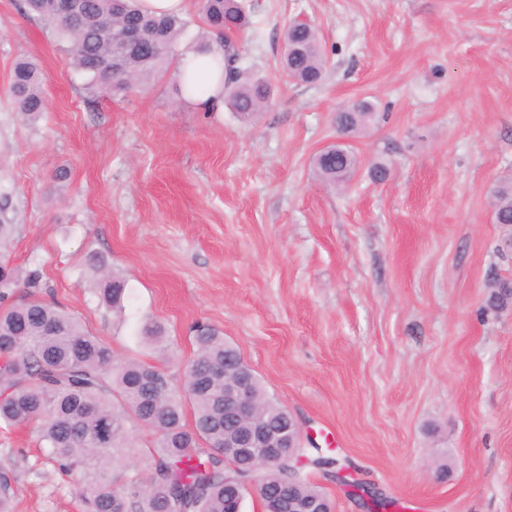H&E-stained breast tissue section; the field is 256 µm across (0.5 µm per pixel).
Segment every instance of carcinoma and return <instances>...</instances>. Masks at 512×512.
Masks as SVG:
<instances>
[{
  "mask_svg": "<svg viewBox=\"0 0 512 512\" xmlns=\"http://www.w3.org/2000/svg\"><path fill=\"white\" fill-rule=\"evenodd\" d=\"M30 13L50 27L65 44L74 69L93 93H126L178 61L177 47L189 22L178 15L142 12L136 0H74L84 16L75 30L62 17L56 0H25ZM201 13L212 32L223 36L241 32L248 15L241 0H201ZM143 33L130 45L119 37L126 28ZM282 70L298 83L316 84L327 60L317 29L288 24L283 33ZM224 104L243 122H250L268 104L266 79L245 71L235 47L224 50ZM11 94L18 115L35 122L46 110V93L39 65L32 59L16 63ZM376 117L375 105L352 101L334 116L336 132L356 134ZM358 164L348 147L334 145L316 157V175L343 188ZM496 223L512 225V183H502L490 194ZM16 227L0 224V300L16 288L40 287L36 269L20 279L6 251ZM126 279L114 272L102 275L100 302L119 309L127 297ZM512 308V281L488 283L484 309ZM146 344L162 355L171 341L158 322L139 329ZM195 351L176 384L169 370L155 364L120 360L100 337L89 332L59 306L27 298L0 307V425L37 423L59 471L70 477L83 512H242L248 495L234 493L225 479H244L258 471V485L268 487L259 497L263 512H279L280 504L308 503L312 512H334L332 500L303 476L288 478V461L258 467L259 458L240 456L224 447L236 428L224 425V387L237 367L245 364L239 349L223 333L205 322L193 326ZM259 418L272 428L288 426L290 414L273 398L260 379H254ZM193 408L187 425L183 400ZM154 435L148 463L120 483L114 476L126 466L121 449L132 445L128 423ZM0 512H13L8 479L0 478Z\"/></svg>",
  "mask_w": 512,
  "mask_h": 512,
  "instance_id": "obj_1",
  "label": "carcinoma"
}]
</instances>
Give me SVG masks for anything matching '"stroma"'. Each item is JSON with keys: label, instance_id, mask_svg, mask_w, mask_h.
Returning <instances> with one entry per match:
<instances>
[{"label": "stroma", "instance_id": "obj_1", "mask_svg": "<svg viewBox=\"0 0 512 512\" xmlns=\"http://www.w3.org/2000/svg\"><path fill=\"white\" fill-rule=\"evenodd\" d=\"M242 66L266 77L250 123L202 112L166 73L93 95L25 0H0V223L11 258L119 359L180 375L207 322L297 421L305 454L347 458L393 512H512V310L484 312L512 280L489 192L512 177V0H244ZM313 24L314 86L280 65L285 26ZM35 59L48 108L12 106ZM365 98L384 120L351 144L344 190L313 160L332 119ZM389 173L373 181L372 163ZM129 286L98 303L95 257ZM168 329L163 361L138 335ZM14 512H83L38 429L0 428ZM484 309L501 312L512 308V281L496 279L488 283Z\"/></svg>", "mask_w": 512, "mask_h": 512}]
</instances>
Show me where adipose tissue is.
<instances>
[{
	"label": "adipose tissue",
	"mask_w": 512,
	"mask_h": 512,
	"mask_svg": "<svg viewBox=\"0 0 512 512\" xmlns=\"http://www.w3.org/2000/svg\"><path fill=\"white\" fill-rule=\"evenodd\" d=\"M221 48H214L205 57L186 53L180 60L179 70L190 77L192 89L188 94L198 109L216 112L224 106V68L220 61Z\"/></svg>",
	"instance_id": "ef3b65f1"
}]
</instances>
